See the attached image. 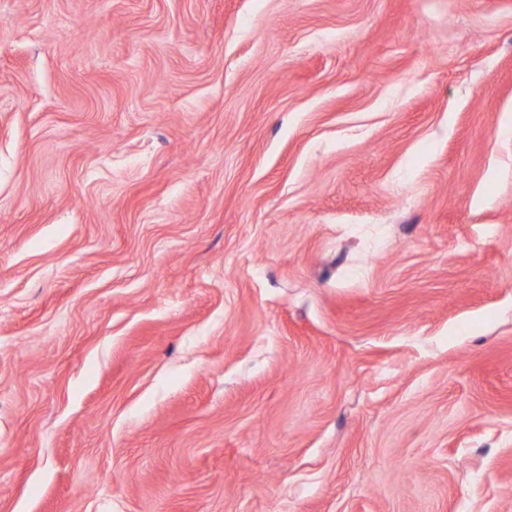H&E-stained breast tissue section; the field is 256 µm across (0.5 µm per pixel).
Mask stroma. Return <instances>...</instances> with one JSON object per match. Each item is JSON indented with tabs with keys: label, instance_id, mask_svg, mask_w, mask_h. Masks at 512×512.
<instances>
[{
	"label": "stroma",
	"instance_id": "stroma-1",
	"mask_svg": "<svg viewBox=\"0 0 512 512\" xmlns=\"http://www.w3.org/2000/svg\"><path fill=\"white\" fill-rule=\"evenodd\" d=\"M0 512H512V0H0Z\"/></svg>",
	"mask_w": 512,
	"mask_h": 512
}]
</instances>
